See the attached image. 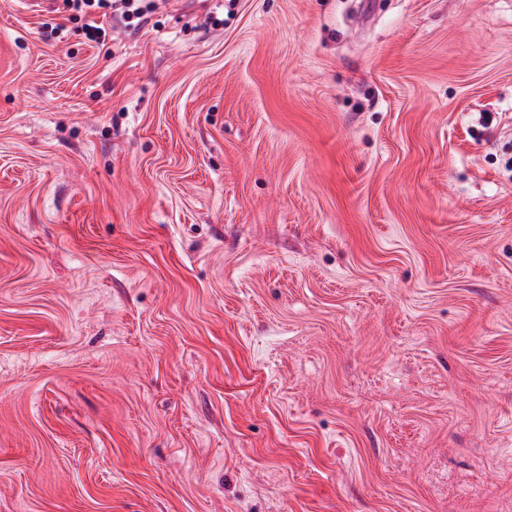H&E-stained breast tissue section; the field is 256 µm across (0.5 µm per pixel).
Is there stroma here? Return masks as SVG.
Here are the masks:
<instances>
[{"instance_id":"35a3bbf8","label":"stroma","mask_w":512,"mask_h":512,"mask_svg":"<svg viewBox=\"0 0 512 512\" xmlns=\"http://www.w3.org/2000/svg\"><path fill=\"white\" fill-rule=\"evenodd\" d=\"M0 0V512H512V0ZM59 13L69 12L65 20H83V29L88 39H101L104 30L95 20L96 16H107L119 19L127 28L140 27L149 21V13L157 8L154 2L165 4L166 0H62ZM150 2V3H145ZM136 20V23L133 22Z\"/></svg>"}]
</instances>
